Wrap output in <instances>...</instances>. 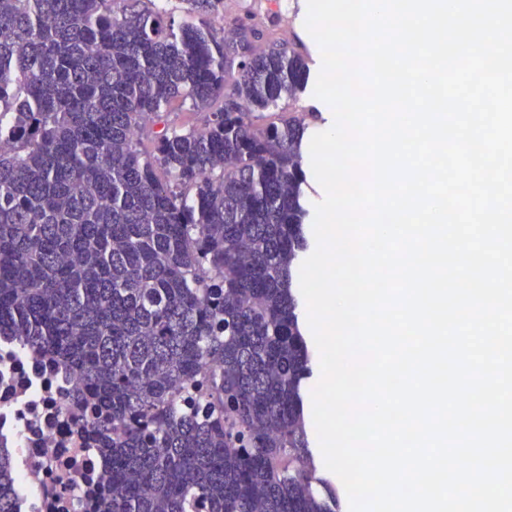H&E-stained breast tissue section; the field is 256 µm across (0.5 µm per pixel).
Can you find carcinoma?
<instances>
[{
    "mask_svg": "<svg viewBox=\"0 0 512 512\" xmlns=\"http://www.w3.org/2000/svg\"><path fill=\"white\" fill-rule=\"evenodd\" d=\"M0 0V336L75 371L101 512H335L308 453L292 292L308 54L222 0ZM202 128L143 122L174 101ZM16 471L0 448V512Z\"/></svg>",
    "mask_w": 512,
    "mask_h": 512,
    "instance_id": "carcinoma-1",
    "label": "carcinoma"
}]
</instances>
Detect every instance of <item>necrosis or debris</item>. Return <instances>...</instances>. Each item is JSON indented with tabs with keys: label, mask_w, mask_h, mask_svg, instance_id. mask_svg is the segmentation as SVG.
Instances as JSON below:
<instances>
[{
	"label": "necrosis or debris",
	"mask_w": 512,
	"mask_h": 512,
	"mask_svg": "<svg viewBox=\"0 0 512 512\" xmlns=\"http://www.w3.org/2000/svg\"><path fill=\"white\" fill-rule=\"evenodd\" d=\"M74 371L0 340V447L19 477L17 512H99L105 473Z\"/></svg>",
	"instance_id": "1"
}]
</instances>
